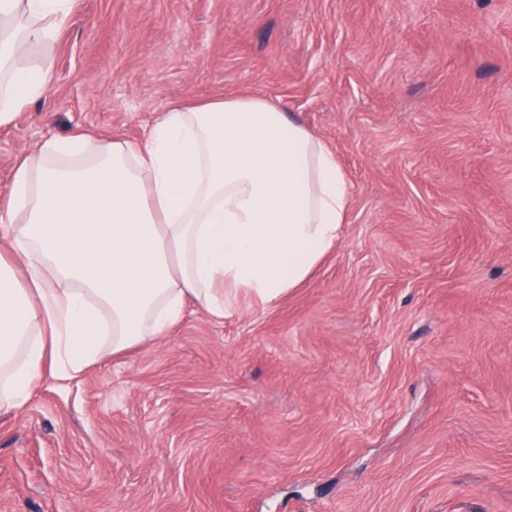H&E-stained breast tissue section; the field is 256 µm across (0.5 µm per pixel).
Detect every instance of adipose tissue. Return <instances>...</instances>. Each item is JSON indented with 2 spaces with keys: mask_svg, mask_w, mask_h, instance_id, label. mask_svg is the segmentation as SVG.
Returning a JSON list of instances; mask_svg holds the SVG:
<instances>
[{
  "mask_svg": "<svg viewBox=\"0 0 512 512\" xmlns=\"http://www.w3.org/2000/svg\"><path fill=\"white\" fill-rule=\"evenodd\" d=\"M74 0H0V126L46 98ZM352 188L327 142L261 96L165 107L138 143L42 142L0 201V414L45 376L165 336L195 303L272 304L335 248Z\"/></svg>",
  "mask_w": 512,
  "mask_h": 512,
  "instance_id": "ef3b65f1",
  "label": "adipose tissue"
}]
</instances>
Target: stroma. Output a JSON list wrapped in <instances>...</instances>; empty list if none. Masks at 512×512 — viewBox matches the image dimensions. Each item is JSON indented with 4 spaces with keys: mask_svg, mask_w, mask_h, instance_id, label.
Instances as JSON below:
<instances>
[{
    "mask_svg": "<svg viewBox=\"0 0 512 512\" xmlns=\"http://www.w3.org/2000/svg\"><path fill=\"white\" fill-rule=\"evenodd\" d=\"M20 159L259 95L352 187L277 303L45 378L0 415V512H512V0H76Z\"/></svg>",
    "mask_w": 512,
    "mask_h": 512,
    "instance_id": "35a3bbf8",
    "label": "stroma"
}]
</instances>
